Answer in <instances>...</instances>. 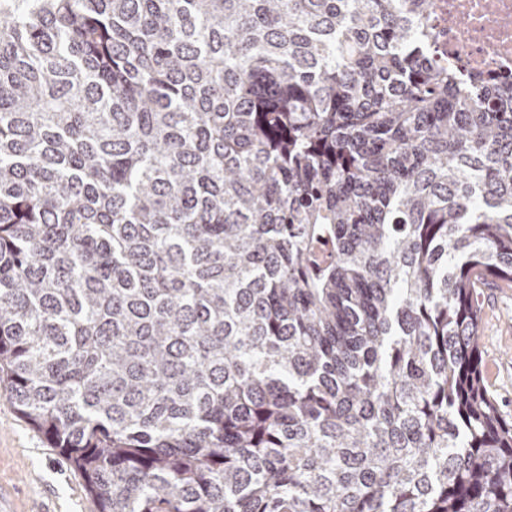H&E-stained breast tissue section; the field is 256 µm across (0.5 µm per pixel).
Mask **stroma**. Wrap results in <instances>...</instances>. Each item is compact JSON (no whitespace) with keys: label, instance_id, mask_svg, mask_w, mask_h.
Here are the masks:
<instances>
[{"label":"stroma","instance_id":"35a3bbf8","mask_svg":"<svg viewBox=\"0 0 512 512\" xmlns=\"http://www.w3.org/2000/svg\"><path fill=\"white\" fill-rule=\"evenodd\" d=\"M487 394L512 420V283L479 291ZM0 512H98L79 472L16 412L0 388Z\"/></svg>","mask_w":512,"mask_h":512}]
</instances>
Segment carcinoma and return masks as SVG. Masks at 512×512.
<instances>
[{
    "label": "carcinoma",
    "instance_id": "cac0c4a2",
    "mask_svg": "<svg viewBox=\"0 0 512 512\" xmlns=\"http://www.w3.org/2000/svg\"><path fill=\"white\" fill-rule=\"evenodd\" d=\"M433 2L0 0V384L98 512H512V78ZM477 290L483 384L502 414L512 420V283Z\"/></svg>",
    "mask_w": 512,
    "mask_h": 512
}]
</instances>
